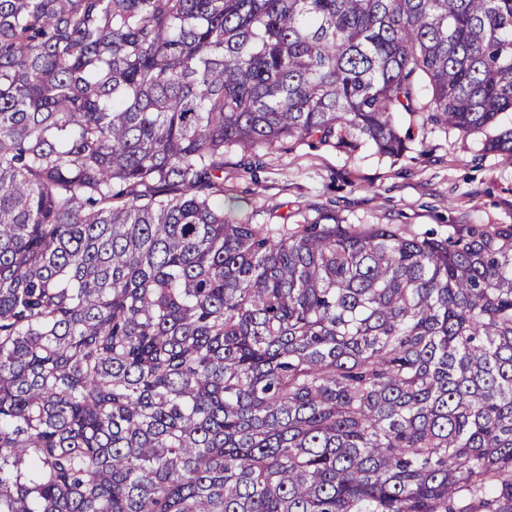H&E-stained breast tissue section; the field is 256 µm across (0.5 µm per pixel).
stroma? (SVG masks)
Listing matches in <instances>:
<instances>
[{
    "label": "stroma",
    "instance_id": "35a3bbf8",
    "mask_svg": "<svg viewBox=\"0 0 512 512\" xmlns=\"http://www.w3.org/2000/svg\"><path fill=\"white\" fill-rule=\"evenodd\" d=\"M402 156L368 142L354 154L312 139L253 157H224L215 205H237L256 223L274 211L301 224L327 216L347 224H397L440 238L460 225H512V156L486 150L483 135L423 122Z\"/></svg>",
    "mask_w": 512,
    "mask_h": 512
}]
</instances>
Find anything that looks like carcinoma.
Here are the masks:
<instances>
[{"label": "carcinoma", "instance_id": "cac0c4a2", "mask_svg": "<svg viewBox=\"0 0 512 512\" xmlns=\"http://www.w3.org/2000/svg\"><path fill=\"white\" fill-rule=\"evenodd\" d=\"M507 112L512 0H0V512H512V225L211 200Z\"/></svg>", "mask_w": 512, "mask_h": 512}]
</instances>
